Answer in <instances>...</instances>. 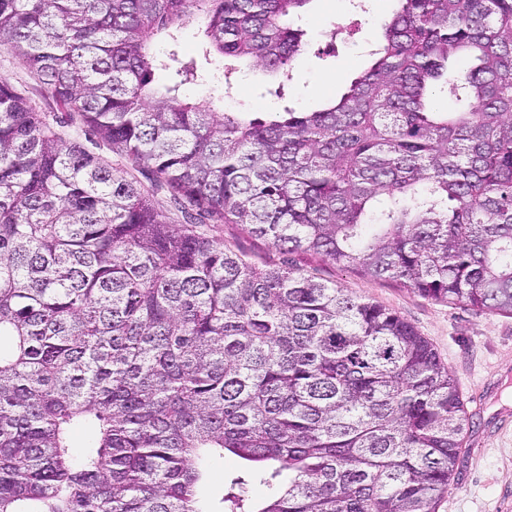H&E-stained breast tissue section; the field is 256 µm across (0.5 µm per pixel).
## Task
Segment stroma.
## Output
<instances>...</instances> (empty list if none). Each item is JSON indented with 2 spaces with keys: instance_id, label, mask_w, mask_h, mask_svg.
Here are the masks:
<instances>
[{
  "instance_id": "stroma-1",
  "label": "stroma",
  "mask_w": 512,
  "mask_h": 512,
  "mask_svg": "<svg viewBox=\"0 0 512 512\" xmlns=\"http://www.w3.org/2000/svg\"><path fill=\"white\" fill-rule=\"evenodd\" d=\"M370 10L352 18L349 0H311L297 24L308 44L293 62V80L285 98L270 94L271 79L261 69L237 80L243 106L272 112L283 102L304 110L318 108L340 95L369 65L367 42L376 40L398 10V0H368ZM197 26L182 30L177 42L162 41L160 56L194 62L199 81L183 93L205 102L223 91V63L205 56ZM0 84L29 100L37 111L56 113L58 106L22 59L0 47ZM296 268L336 283L346 294L397 312L437 352L458 382L469 425L454 479L437 512H512V316L490 314L461 305L423 299L390 280L373 279L341 269L312 253H293Z\"/></svg>"
}]
</instances>
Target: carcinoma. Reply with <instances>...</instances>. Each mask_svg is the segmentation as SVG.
Masks as SVG:
<instances>
[{
    "instance_id": "obj_1",
    "label": "carcinoma",
    "mask_w": 512,
    "mask_h": 512,
    "mask_svg": "<svg viewBox=\"0 0 512 512\" xmlns=\"http://www.w3.org/2000/svg\"><path fill=\"white\" fill-rule=\"evenodd\" d=\"M309 2L0 0V44L126 161L0 86V512H437L467 418L431 343L204 220L512 315V0H398L318 111L218 112L192 62L157 82V38L196 24L223 88L249 64L283 97ZM227 452L274 466L207 503ZM55 129L63 136L64 141H71L73 138H77V141L81 143L85 149H87L94 156L98 157L99 160L105 164H109L112 167H119L125 164V161L118 155L112 152V150L102 143H98L88 135L85 136L82 132L75 131L74 127H57L54 124ZM211 229V235L219 242L240 249L252 260L278 259L279 254L265 240L248 236L236 224H211Z\"/></svg>"
}]
</instances>
